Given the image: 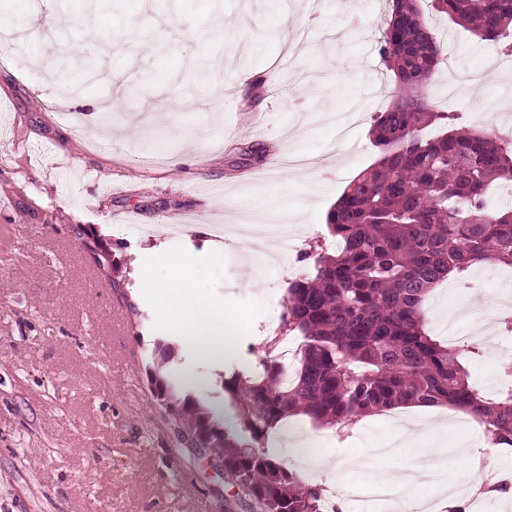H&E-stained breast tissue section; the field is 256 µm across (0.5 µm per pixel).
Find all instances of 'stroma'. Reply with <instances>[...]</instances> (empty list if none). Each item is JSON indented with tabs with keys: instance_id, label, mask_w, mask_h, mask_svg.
Instances as JSON below:
<instances>
[{
	"instance_id": "35a3bbf8",
	"label": "stroma",
	"mask_w": 512,
	"mask_h": 512,
	"mask_svg": "<svg viewBox=\"0 0 512 512\" xmlns=\"http://www.w3.org/2000/svg\"><path fill=\"white\" fill-rule=\"evenodd\" d=\"M388 0H0V26L46 37L0 42V512H226L236 493L195 458L175 459L176 438L149 389L154 344L180 299L137 288L151 248L194 252L198 307L214 312L234 351L205 373L204 397L234 426L223 377L254 367L271 340L265 325L304 254L325 236L343 189L372 165L374 115L394 82L379 54ZM448 46L426 91L464 125H512V71L449 104V73L481 68L494 48L427 11ZM96 35L87 38L85 29ZM105 79L84 80L87 57ZM289 153L316 167L282 166ZM308 228L296 244L271 241L276 264L218 252L214 224ZM192 226L176 239L163 226ZM100 239L98 269L80 236ZM512 302V267L478 264L429 295L428 328L476 334L481 355L463 363L480 389L512 361L500 321ZM291 437L319 436L343 475L344 512L401 454L371 457L396 439L388 415L317 428L302 416ZM361 467H347L353 457Z\"/></svg>"
}]
</instances>
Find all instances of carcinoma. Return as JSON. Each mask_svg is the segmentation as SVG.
Segmentation results:
<instances>
[{
	"label": "carcinoma",
	"instance_id": "obj_1",
	"mask_svg": "<svg viewBox=\"0 0 512 512\" xmlns=\"http://www.w3.org/2000/svg\"><path fill=\"white\" fill-rule=\"evenodd\" d=\"M379 53L396 94L374 116L377 161L328 211L336 252L288 283L282 333L301 338L288 382L267 354L224 379L237 423L224 426L198 390L171 377L172 346L155 344L148 383L180 444L210 455L254 512H323L326 489L265 450L291 416L346 427L399 406L452 405L498 446L512 447V388L489 398L468 381L461 352L426 328L424 302L449 277L495 259L512 266V208L488 207L489 186L512 181V146L463 128L422 96L446 49L421 0H391ZM432 10L512 51V0H430ZM446 128L434 139L422 131Z\"/></svg>",
	"mask_w": 512,
	"mask_h": 512
}]
</instances>
